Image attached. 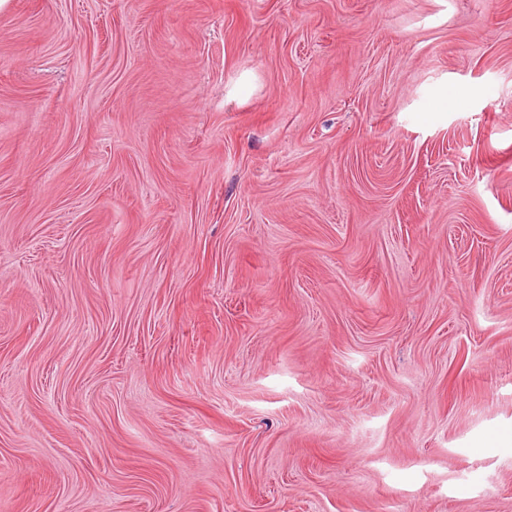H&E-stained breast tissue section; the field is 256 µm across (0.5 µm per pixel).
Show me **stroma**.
<instances>
[{
    "label": "stroma",
    "instance_id": "stroma-1",
    "mask_svg": "<svg viewBox=\"0 0 512 512\" xmlns=\"http://www.w3.org/2000/svg\"><path fill=\"white\" fill-rule=\"evenodd\" d=\"M0 512H512V0H11Z\"/></svg>",
    "mask_w": 512,
    "mask_h": 512
}]
</instances>
